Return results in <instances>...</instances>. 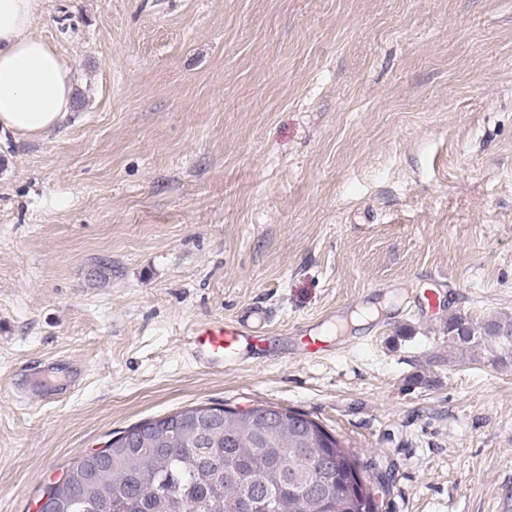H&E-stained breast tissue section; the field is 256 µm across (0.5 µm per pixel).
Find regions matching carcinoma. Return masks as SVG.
<instances>
[{
	"label": "carcinoma",
	"mask_w": 512,
	"mask_h": 512,
	"mask_svg": "<svg viewBox=\"0 0 512 512\" xmlns=\"http://www.w3.org/2000/svg\"><path fill=\"white\" fill-rule=\"evenodd\" d=\"M446 332L460 354L491 341L499 361H512V316L478 324L458 313ZM150 423L148 439L134 425L112 437L104 457H79L47 486L53 512H238L247 489L256 512H379V479L299 411L204 405ZM314 459L328 466L327 481L314 480Z\"/></svg>",
	"instance_id": "carcinoma-1"
}]
</instances>
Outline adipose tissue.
I'll return each mask as SVG.
<instances>
[{"label": "adipose tissue", "instance_id": "1", "mask_svg": "<svg viewBox=\"0 0 512 512\" xmlns=\"http://www.w3.org/2000/svg\"><path fill=\"white\" fill-rule=\"evenodd\" d=\"M41 0H0V132L39 138L73 103V77L57 51L32 33Z\"/></svg>", "mask_w": 512, "mask_h": 512}]
</instances>
